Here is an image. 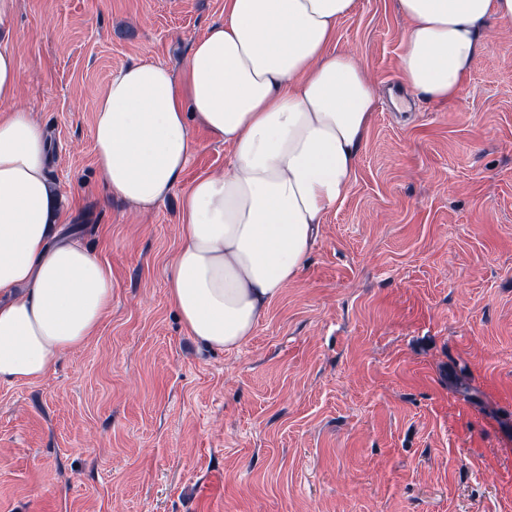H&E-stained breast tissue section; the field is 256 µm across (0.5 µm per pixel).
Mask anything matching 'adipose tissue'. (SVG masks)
Listing matches in <instances>:
<instances>
[{
	"label": "adipose tissue",
	"instance_id": "adipose-tissue-1",
	"mask_svg": "<svg viewBox=\"0 0 512 512\" xmlns=\"http://www.w3.org/2000/svg\"><path fill=\"white\" fill-rule=\"evenodd\" d=\"M355 0H226L180 71L141 62L95 101L92 139L108 195L148 210L177 186L191 123L232 148L219 176L184 193L168 295L187 332L234 351L295 280L324 214L351 188L373 89L331 50ZM411 21L403 83L446 101L462 90L490 21L512 0H401ZM18 63L0 45V384L31 383L87 344L112 305V275L63 236L48 181L50 142L17 103Z\"/></svg>",
	"mask_w": 512,
	"mask_h": 512
}]
</instances>
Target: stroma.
Wrapping results in <instances>:
<instances>
[{"mask_svg":"<svg viewBox=\"0 0 512 512\" xmlns=\"http://www.w3.org/2000/svg\"><path fill=\"white\" fill-rule=\"evenodd\" d=\"M225 0H17L0 40L48 134L66 233L112 273L97 335L0 384V512H512V23L460 95H410L400 0L333 46L374 91L344 203L238 350L191 336L167 271L181 200L230 149L192 125L179 184L108 198L92 140L113 74L179 68Z\"/></svg>","mask_w":512,"mask_h":512,"instance_id":"obj_1","label":"stroma"}]
</instances>
